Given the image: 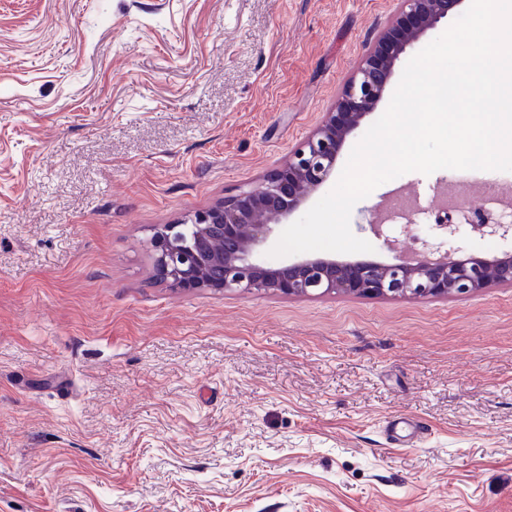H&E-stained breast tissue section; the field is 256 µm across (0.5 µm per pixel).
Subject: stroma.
<instances>
[{
  "mask_svg": "<svg viewBox=\"0 0 512 512\" xmlns=\"http://www.w3.org/2000/svg\"><path fill=\"white\" fill-rule=\"evenodd\" d=\"M398 0H0V512H512V287L174 289L151 237L259 183ZM512 172H410L352 210L372 262ZM410 210L379 208L393 187ZM419 422L398 446L389 422Z\"/></svg>",
  "mask_w": 512,
  "mask_h": 512,
  "instance_id": "35a3bbf8",
  "label": "stroma"
}]
</instances>
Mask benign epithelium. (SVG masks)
Here are the masks:
<instances>
[{
    "instance_id": "1",
    "label": "benign epithelium",
    "mask_w": 512,
    "mask_h": 512,
    "mask_svg": "<svg viewBox=\"0 0 512 512\" xmlns=\"http://www.w3.org/2000/svg\"><path fill=\"white\" fill-rule=\"evenodd\" d=\"M460 0H399L392 22L374 31L358 70L344 84L335 109L263 180L194 215L165 224L151 245L157 279L173 288L256 290L287 296L327 292L361 296L463 295L489 285L512 286V253L492 260H458L425 245L412 262L338 261L311 256L276 267L256 259L275 232L308 196L326 183L347 138L382 101L396 62L406 49L448 17ZM476 228L490 237L512 235V224L490 217Z\"/></svg>"
}]
</instances>
